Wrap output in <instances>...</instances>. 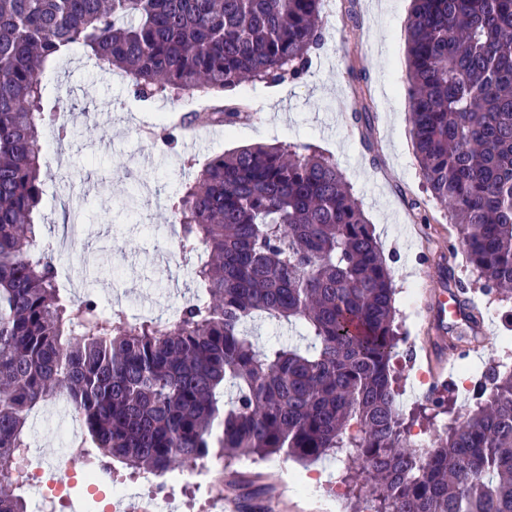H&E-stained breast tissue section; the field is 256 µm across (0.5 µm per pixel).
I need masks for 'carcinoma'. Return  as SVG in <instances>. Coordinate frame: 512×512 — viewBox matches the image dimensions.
Returning a JSON list of instances; mask_svg holds the SVG:
<instances>
[{"instance_id":"cac0c4a2","label":"carcinoma","mask_w":512,"mask_h":512,"mask_svg":"<svg viewBox=\"0 0 512 512\" xmlns=\"http://www.w3.org/2000/svg\"><path fill=\"white\" fill-rule=\"evenodd\" d=\"M323 0H0V512H27L12 473L27 422L64 398L92 468L342 453L372 474L375 512H512V370L420 452L391 361L393 288L336 160L256 143L210 158L172 205L197 291L171 321L98 315L59 287L35 215L50 177L45 67L75 48L135 98L206 101L231 127L245 81L297 82L321 48ZM407 77L423 181L459 219L487 290L512 288V0H411ZM259 316L301 321L306 346L261 345Z\"/></svg>"}]
</instances>
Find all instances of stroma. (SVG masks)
Returning a JSON list of instances; mask_svg holds the SVG:
<instances>
[{
  "label": "stroma",
  "instance_id": "1",
  "mask_svg": "<svg viewBox=\"0 0 512 512\" xmlns=\"http://www.w3.org/2000/svg\"><path fill=\"white\" fill-rule=\"evenodd\" d=\"M325 0L324 43L299 84L245 83L238 92L250 102L251 120L224 128L210 139L161 138L172 115L200 109L197 96L136 100L124 77L88 64L82 52L58 60L45 77L44 105L64 110L72 137L52 152L58 188L42 207V237L53 244L59 282L77 297L97 298L101 307L127 315L174 317L193 296L192 270L178 250V225L170 206L194 177L193 163L257 142L312 145L336 159L346 182L373 224L396 292L395 323L400 354L416 350L410 371L399 375V400L411 433L435 441L462 423L474 404L457 370H444L429 352L423 304L438 288V266L446 264L465 283L482 311L487 334L472 361L486 368L499 362L512 338V298L483 290L478 273L456 246L455 218L427 190L416 159L406 93V22L410 0ZM363 66L368 90L355 96L350 66ZM110 110H103L102 102ZM369 107V118L353 113ZM447 385L448 408L435 417L416 416L434 385ZM70 419L61 400L36 407L28 420L33 452L59 453V434ZM299 462L285 455L223 459L213 463L209 498L177 491L182 512H215V504L241 501L251 487L264 512H371L363 476L340 469L346 496L340 503L317 491L295 492L288 483Z\"/></svg>",
  "mask_w": 512,
  "mask_h": 512
}]
</instances>
